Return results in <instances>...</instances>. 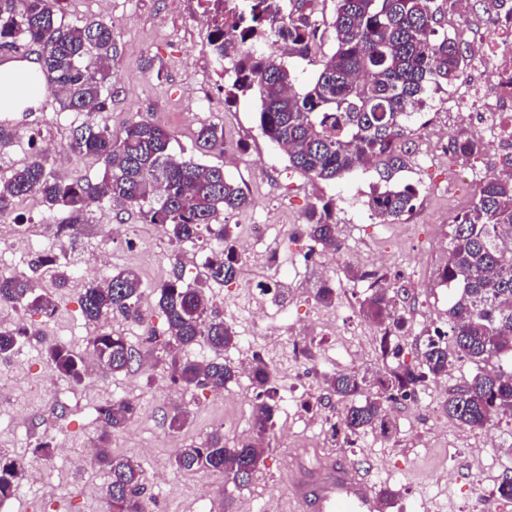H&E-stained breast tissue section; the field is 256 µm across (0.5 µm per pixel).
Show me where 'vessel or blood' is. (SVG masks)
<instances>
[{
  "instance_id": "1",
  "label": "vessel or blood",
  "mask_w": 512,
  "mask_h": 512,
  "mask_svg": "<svg viewBox=\"0 0 512 512\" xmlns=\"http://www.w3.org/2000/svg\"><path fill=\"white\" fill-rule=\"evenodd\" d=\"M284 512H380L376 486L367 473L333 457L308 465L293 460Z\"/></svg>"
}]
</instances>
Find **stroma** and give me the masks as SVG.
Here are the masks:
<instances>
[{
  "instance_id": "1",
  "label": "stroma",
  "mask_w": 512,
  "mask_h": 512,
  "mask_svg": "<svg viewBox=\"0 0 512 512\" xmlns=\"http://www.w3.org/2000/svg\"><path fill=\"white\" fill-rule=\"evenodd\" d=\"M60 12L69 27L96 20L112 25L114 49L107 83L112 97L107 110L97 114L98 122L116 135L141 120L158 123L174 135V152L223 167L251 201L248 208L220 218L232 244H239L249 224L293 229V237L282 246L281 276L291 282L287 294H280L257 266L243 262L235 279L209 289L214 310L238 334L236 346L225 350V359L236 364L262 357L274 372L280 410L265 468L240 489L213 473L177 471L172 461L178 448L205 441L213 430H223L230 445L250 435L254 393L247 377L230 383L220 398L207 389L187 390L172 382L167 353L150 348H144L145 363L136 372L115 375L98 367L79 385L54 374L44 359L46 338L63 339L87 356L90 336L102 327L141 346L145 327L122 317H110L98 326L87 323L79 307L84 288L116 270H137L142 281L140 305L150 326L161 332L166 322L156 306L158 286L176 267L186 281L204 279L207 253L175 247L160 226L147 223L138 210L116 200L92 205L87 223L76 225L74 234H49L45 228L56 225V213L40 196L23 197L6 213V221L20 231L45 234L41 252L65 249L71 278L60 288L52 271L32 268V253L0 256V275L31 278L36 293L50 295L57 305L50 320L19 305H0V328L42 331L41 337L29 338L11 357L0 359V408L5 411L0 418V452L37 461L44 472L39 483L20 481L0 504V512H109L107 476L90 468L88 460L99 436L95 410L119 397L131 398L137 412L112 436L113 454L133 457L148 472L164 469L167 476L166 481L148 484L149 512H224L228 497L236 512H279L290 478L288 463L307 446L369 471L378 488L392 489L396 497L385 512H424L428 507L433 512H468L475 493L464 464L479 455L497 462L484 485L485 496H495L503 475L512 476V424H500L496 443L487 448L483 431L441 412L449 389L474 374L472 364L453 363L452 375L428 382L417 401L391 407L389 435H333L341 405L327 397L324 376L354 369L372 379L384 372L386 363L379 351V328L359 312V302L369 292L368 283L352 279L361 264L345 260L331 270L322 269L318 255L309 251V240L299 232L311 206L330 201L337 229L349 235L354 250L372 259H388L383 271L386 284L405 291L407 327L396 338L401 360L417 364L427 336L446 327L452 295L437 279L448 251L433 246L432 240L447 235L449 224L470 206L474 192L473 185L455 181L447 150L424 161L426 131L418 119H411L403 144L408 165L399 178L415 185L418 196L410 213L393 223L381 222L367 205L378 182L374 169L359 167L332 182L312 179L292 169L287 156L262 136L256 99L228 98L231 81L215 61L198 0H61ZM455 93L452 87L429 93L425 106L454 136L473 130L470 119L451 106ZM86 119V113L60 109L51 92L0 117V126L14 133L10 145L0 150V178L24 164L32 148L52 143L57 147L48 158L52 175L65 182L100 179L101 161L66 148L73 129ZM208 124L223 127L224 146L202 154L195 136ZM114 224L131 226L132 242L108 238L104 228ZM301 254L306 262L293 271L292 263ZM327 280L336 291L330 306L315 298L316 289ZM260 305L266 317L255 327L252 312ZM323 317L334 321V331L303 336L305 327ZM178 408L187 412L188 422L174 430L166 417ZM40 442L54 446L51 458L35 460L33 450Z\"/></svg>"
}]
</instances>
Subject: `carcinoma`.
Masks as SVG:
<instances>
[{"label": "carcinoma", "mask_w": 512, "mask_h": 512, "mask_svg": "<svg viewBox=\"0 0 512 512\" xmlns=\"http://www.w3.org/2000/svg\"><path fill=\"white\" fill-rule=\"evenodd\" d=\"M59 0H0V46L28 41L42 47L41 69L49 82L62 89L61 105L75 112H101L108 103L107 80L112 62V25L96 21L66 28L58 20ZM209 21V44L224 73L232 80L233 97L255 96L260 102L262 135L288 156L289 166L313 179L333 181L359 166L379 178L367 205L377 216L395 221L413 208L418 191L396 175L407 168L401 143L410 132L408 119L423 105L429 91L457 84L470 48L457 37L439 33L442 20L456 0H336L329 28L334 51L320 60L313 84L298 86L289 59L306 58L321 50L326 31L315 15V0H202ZM269 42L282 44L281 54L268 53ZM174 135L149 120L128 126L113 136L106 126L89 119L77 126L67 143L76 154L103 162L98 181L65 183L47 171L48 157L31 154L0 183V213L30 194L41 196L49 209L62 215L58 232L86 223L94 203L119 200L139 210L150 224L160 225L171 243L194 247L205 236L211 248L206 278L222 284L237 275L234 248L224 246L219 217L245 209L250 199L220 166L172 153ZM198 148L223 147L224 130L204 125L196 135ZM454 154L478 156L480 140L460 134L452 140ZM305 231L323 254L341 248L332 205L313 207ZM512 174L491 177L475 189L468 210L450 225L448 263L441 283L458 290L448 309V330H435L411 367L393 362L369 380L358 371H339L324 377L327 391L344 403L333 434L346 436L368 430L383 435L392 421L388 405L414 398L430 380L448 375L453 361L477 366L471 379L448 391L442 411L463 425L483 430L512 416ZM35 266L54 269L66 278L67 265L56 255L38 256ZM140 278L121 269L90 285L80 296V309L93 324L112 315L143 324ZM390 287L374 283L361 301L362 315L384 328L379 340L383 358H396L399 347L392 334L403 329L404 317L390 309ZM20 305L51 317L52 298L34 293L21 275L0 276V304ZM158 307L167 328L147 337L161 343L171 356V379L187 388L222 391L236 376L224 361V350L235 344L236 331L212 310L203 283H187L183 273L159 286ZM33 327L0 329V359L13 355L24 340L40 336ZM98 362L114 374L139 370L141 351L123 336L98 331L89 339ZM203 345L211 356L182 358L179 353ZM48 367L78 385L87 370L84 358L65 342L44 341ZM256 392L252 435L230 446L215 430L200 444L177 450L173 465L180 472L208 471L242 488L265 466L270 432L278 410L272 387L273 371L261 359L249 374ZM100 424L93 463L107 474L106 495L112 512H145L146 477L138 462L112 454L113 434L135 415L129 398H117L96 409ZM28 463L0 453V501L10 497L27 473Z\"/></svg>", "instance_id": "1"}]
</instances>
